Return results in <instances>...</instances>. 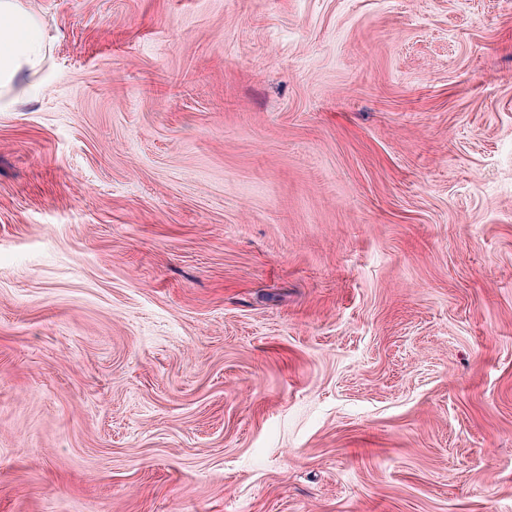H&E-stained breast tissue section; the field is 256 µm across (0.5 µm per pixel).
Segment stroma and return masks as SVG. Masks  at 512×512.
<instances>
[{"mask_svg":"<svg viewBox=\"0 0 512 512\" xmlns=\"http://www.w3.org/2000/svg\"><path fill=\"white\" fill-rule=\"evenodd\" d=\"M0 512H512V0H26Z\"/></svg>","mask_w":512,"mask_h":512,"instance_id":"stroma-1","label":"stroma"}]
</instances>
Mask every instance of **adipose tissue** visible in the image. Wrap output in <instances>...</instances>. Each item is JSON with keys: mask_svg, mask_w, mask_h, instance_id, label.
I'll return each instance as SVG.
<instances>
[{"mask_svg": "<svg viewBox=\"0 0 512 512\" xmlns=\"http://www.w3.org/2000/svg\"><path fill=\"white\" fill-rule=\"evenodd\" d=\"M51 49L41 18L25 0H0V112L12 111L19 78H36Z\"/></svg>", "mask_w": 512, "mask_h": 512, "instance_id": "ef3b65f1", "label": "adipose tissue"}]
</instances>
